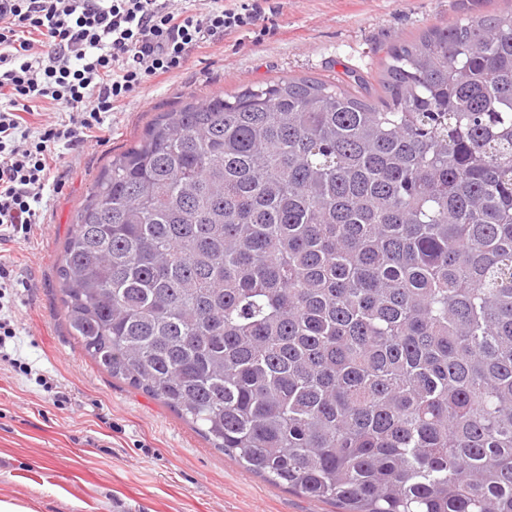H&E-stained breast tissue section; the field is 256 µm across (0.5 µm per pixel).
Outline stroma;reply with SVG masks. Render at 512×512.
<instances>
[{
	"label": "stroma",
	"instance_id": "stroma-1",
	"mask_svg": "<svg viewBox=\"0 0 512 512\" xmlns=\"http://www.w3.org/2000/svg\"><path fill=\"white\" fill-rule=\"evenodd\" d=\"M256 30L226 35L107 116L100 142L68 150L26 240L0 244V281L25 374L0 360V500L32 512H338L272 485L214 449L177 413L100 368L70 336L58 259L77 210L114 153L161 112L279 77L365 78L378 95L389 49L512 0H278ZM56 385L62 399L47 392Z\"/></svg>",
	"mask_w": 512,
	"mask_h": 512
}]
</instances>
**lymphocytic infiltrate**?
Segmentation results:
<instances>
[{"label":"lymphocytic infiltrate","instance_id":"1","mask_svg":"<svg viewBox=\"0 0 512 512\" xmlns=\"http://www.w3.org/2000/svg\"><path fill=\"white\" fill-rule=\"evenodd\" d=\"M264 14L262 0L195 13L172 0H0V241L39 223L60 146L86 144L114 104ZM47 107L68 120L31 132L26 116Z\"/></svg>","mask_w":512,"mask_h":512}]
</instances>
